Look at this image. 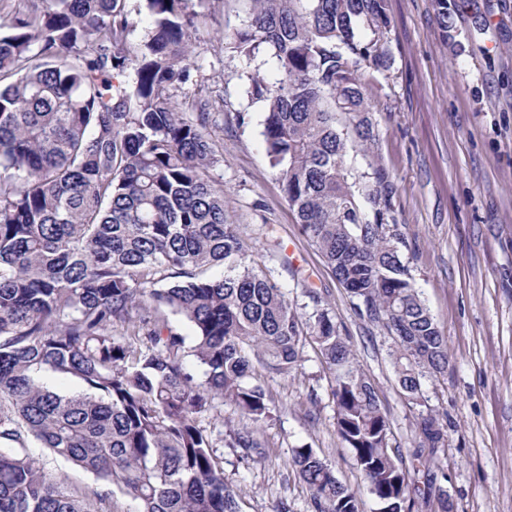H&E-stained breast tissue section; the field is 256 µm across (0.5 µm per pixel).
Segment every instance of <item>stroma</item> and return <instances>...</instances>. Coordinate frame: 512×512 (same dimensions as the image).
I'll return each mask as SVG.
<instances>
[{"instance_id": "35a3bbf8", "label": "stroma", "mask_w": 512, "mask_h": 512, "mask_svg": "<svg viewBox=\"0 0 512 512\" xmlns=\"http://www.w3.org/2000/svg\"><path fill=\"white\" fill-rule=\"evenodd\" d=\"M199 19L190 60L200 96L213 104L225 217L257 269L286 294L301 319L329 311L351 338L391 428L390 444L411 465L419 415L433 410L447 430L412 512H512V0H387L388 71L370 73L364 93L371 149L351 155L359 172L379 161L392 184V216L405 236L412 280L448 347L444 372L423 380L421 404L400 391L379 324L358 316L353 298L303 236L268 161L264 107L244 83L255 69L231 47L247 0H193ZM317 299H310V292ZM272 417L250 454L218 449L239 512H315L290 465L293 448H313L362 512L376 504L336 429L331 376L315 345L287 375L256 368ZM37 464L89 496L103 485L43 448Z\"/></svg>"}]
</instances>
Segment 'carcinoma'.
Listing matches in <instances>:
<instances>
[{
    "mask_svg": "<svg viewBox=\"0 0 512 512\" xmlns=\"http://www.w3.org/2000/svg\"><path fill=\"white\" fill-rule=\"evenodd\" d=\"M25 2L0 16V512H94L36 464L33 443L101 481L99 502L119 493L136 512H238L216 449L259 444L235 430L226 443L200 419L229 403L266 420L254 363L288 374L307 341L333 375L337 432L377 512H410L419 487L349 337L322 309L302 323L225 223L210 103L187 119L172 95L192 82V0H143L150 27L135 51L126 0ZM249 2L235 48L258 61L245 94L264 103L269 162L302 234L391 336L401 393L417 403L447 346L388 223L383 168L348 163L368 139L362 70L390 67L387 0ZM270 60L273 83L260 77ZM220 263L224 276L207 275ZM162 308L191 324L192 347ZM116 323L137 342L112 335ZM46 373L81 390L56 393ZM420 429L423 448L445 440L431 413ZM291 465L316 512H361L313 448L294 449Z\"/></svg>",
    "mask_w": 512,
    "mask_h": 512,
    "instance_id": "cac0c4a2",
    "label": "carcinoma"
}]
</instances>
